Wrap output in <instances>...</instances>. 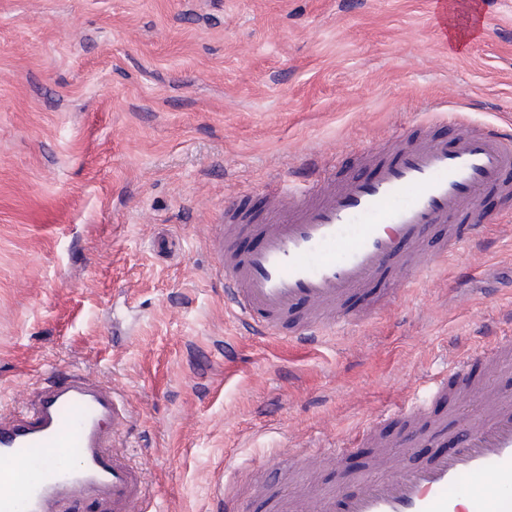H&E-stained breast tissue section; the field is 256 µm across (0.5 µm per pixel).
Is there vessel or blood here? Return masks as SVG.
<instances>
[{
    "instance_id": "1",
    "label": "vessel or blood",
    "mask_w": 512,
    "mask_h": 512,
    "mask_svg": "<svg viewBox=\"0 0 512 512\" xmlns=\"http://www.w3.org/2000/svg\"><path fill=\"white\" fill-rule=\"evenodd\" d=\"M449 121L450 138L396 134L392 149L364 152V177L308 163L304 180L269 194L263 223L226 212L215 245L226 311L261 335L315 344L347 321L353 298L370 293L386 309L387 282L483 239L480 200L512 198V138L458 112ZM483 361L511 362L512 336ZM484 402L453 451L420 463L396 461L367 426L355 443L375 447L370 468L352 492L327 490L320 512H512V400ZM129 417L117 392L87 374L42 381L22 410L0 413V512H142L147 477L115 450Z\"/></svg>"
}]
</instances>
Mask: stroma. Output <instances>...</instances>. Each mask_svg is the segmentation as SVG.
I'll return each instance as SVG.
<instances>
[{
  "label": "stroma",
  "instance_id": "stroma-1",
  "mask_svg": "<svg viewBox=\"0 0 512 512\" xmlns=\"http://www.w3.org/2000/svg\"><path fill=\"white\" fill-rule=\"evenodd\" d=\"M467 48L435 0H0V411L59 369L121 392L117 451L155 512L318 504L373 455L307 457L428 397L512 332V199L446 267L394 281V304L313 347L254 336L224 311L213 245L226 210L261 223L269 187L307 160L366 176L361 149L453 105L512 128V0H470Z\"/></svg>",
  "mask_w": 512,
  "mask_h": 512
}]
</instances>
